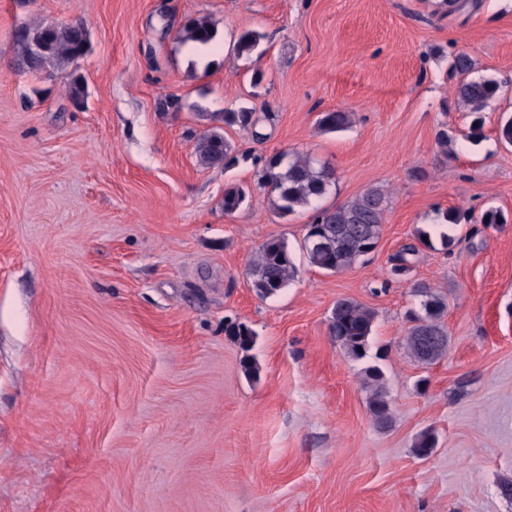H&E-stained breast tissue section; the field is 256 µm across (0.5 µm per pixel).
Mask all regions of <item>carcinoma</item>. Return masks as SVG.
Returning <instances> with one entry per match:
<instances>
[{
  "mask_svg": "<svg viewBox=\"0 0 512 512\" xmlns=\"http://www.w3.org/2000/svg\"><path fill=\"white\" fill-rule=\"evenodd\" d=\"M216 31L206 17L189 22L181 31L184 43L209 44L214 41ZM261 35L253 30L242 32L234 45L238 55L249 56L257 50ZM88 49V32L80 22L62 25H23L13 34V50L18 64L38 74L46 66L64 69L83 58ZM474 68L471 56L465 52L455 54L450 70L458 77L455 93L458 101L475 114L469 136L478 139L482 135L481 113L494 102L500 92L501 83L493 78L473 79ZM351 122V114L342 111L324 112L318 124L327 133L345 129ZM257 123L254 112L242 108L224 113L227 126L253 127ZM230 145L224 136L215 131L201 134L194 145L199 165L211 167L224 163ZM332 180L328 166L317 167L313 160L298 153H280L272 157L258 173V183L268 187L277 197V208L291 213L299 207L308 206L325 194ZM244 200L238 187L224 190V211H235ZM389 204L388 192L372 187L362 194L332 209L317 211L306 225L302 244L308 263L320 270L338 273L350 268L360 258L371 253L378 245L383 232L384 213ZM427 232L415 234L416 243L404 246L391 258L390 272L405 276L412 268L419 245L428 246L430 240L423 239ZM252 287L262 297L277 294L297 276L288 244L282 239L264 243L249 267ZM415 296L420 298V310L409 314L406 345L415 361L432 364L441 359L448 350V330L443 322L447 312V299L436 287L427 282L412 285ZM376 312L350 300L336 301L331 317L330 330L345 354L352 359L366 356ZM227 335L233 337L245 351L252 348L255 335L243 323H232L226 327ZM366 384L370 389L368 408L375 424L386 429L392 423L391 401L388 398L383 372L376 366L365 369ZM437 437L431 430L422 431L414 441L417 456L425 458L436 448Z\"/></svg>",
  "mask_w": 512,
  "mask_h": 512,
  "instance_id": "1",
  "label": "carcinoma"
}]
</instances>
